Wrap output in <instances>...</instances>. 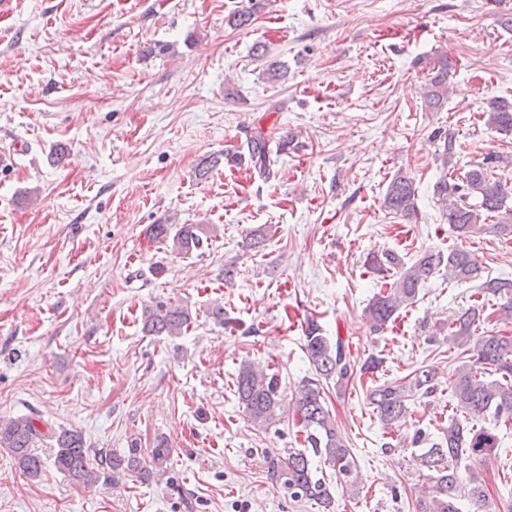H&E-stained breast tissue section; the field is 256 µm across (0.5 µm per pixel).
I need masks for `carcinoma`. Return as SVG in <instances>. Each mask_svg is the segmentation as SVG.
I'll list each match as a JSON object with an SVG mask.
<instances>
[{
    "mask_svg": "<svg viewBox=\"0 0 512 512\" xmlns=\"http://www.w3.org/2000/svg\"><path fill=\"white\" fill-rule=\"evenodd\" d=\"M258 8L259 3L248 0V5L231 17L230 24L238 28L250 25ZM447 98L448 60L441 58L432 68L425 100L429 107L439 109ZM485 116L490 128L512 134V101L490 98ZM292 142L293 137L281 136L273 151L268 133L259 128L238 150L205 159L197 168L196 177L207 178L224 160L230 166L245 164L267 180L274 174L280 153ZM499 162L506 164L508 160L489 154L467 170L462 179L450 182L444 175L435 183V198L456 237L466 239L489 230L502 238H512V187L488 173L489 165ZM416 195L413 179L400 170L386 188L383 207L396 215L413 217L417 213ZM484 215H493L498 222L487 224L482 219ZM150 233L157 240L172 242V250L181 255L200 251L208 242V231L200 224H153ZM367 264L374 273L399 272L390 291L376 295L364 309L365 320L376 334L385 331L396 320V313L413 303L419 288L441 269H446L448 278L458 282L482 280L477 259L462 247L446 254L425 252L409 265L395 251L384 249L371 253ZM479 293L511 297L512 279L482 280ZM481 320L483 307L474 305L448 322V344L471 348L475 360L457 366L448 377V391L458 417L449 421L443 436L432 442L420 431L414 436V444L426 445L416 456V462L431 472L433 482L430 495L417 500L415 512H459L458 500L464 494L477 505H486V492L473 463L494 451L497 438L487 430L470 427L465 420L490 413L498 421H512V336L476 334L475 325ZM190 324L188 308L161 303L145 315L143 331L148 336L174 337L182 335ZM303 349L314 370L295 396V413L302 420L305 448L285 456L268 454L265 464L270 477L280 482L290 497L312 501L328 512L332 504L329 484L325 477L317 476L312 459H324L336 470V478L348 487L357 483V464L326 406L321 382L348 381L354 368L342 338L330 340L312 318L306 322ZM494 374L498 378H492ZM440 386L438 368L423 366L401 383L385 382L371 387L367 398L380 421L393 427L408 413L410 397H432ZM236 393L252 424L261 428L276 422L280 400L275 377L245 364L236 377ZM35 421V417L26 415L0 420V448L9 451L15 466L29 478L42 472L44 461L35 444L45 435L54 439L55 468L80 486L93 485L102 476L122 474L148 480L168 472L171 449L162 441L151 450L150 466L146 467L142 465L140 449L134 446L123 452L108 448L92 452L81 432L62 429L46 434Z\"/></svg>",
    "mask_w": 512,
    "mask_h": 512,
    "instance_id": "1",
    "label": "carcinoma"
}]
</instances>
